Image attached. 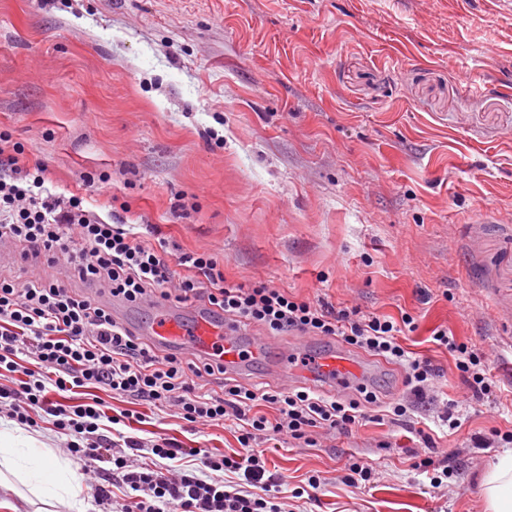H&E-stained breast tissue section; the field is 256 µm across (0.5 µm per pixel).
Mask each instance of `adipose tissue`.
Returning <instances> with one entry per match:
<instances>
[{
    "instance_id": "obj_1",
    "label": "adipose tissue",
    "mask_w": 512,
    "mask_h": 512,
    "mask_svg": "<svg viewBox=\"0 0 512 512\" xmlns=\"http://www.w3.org/2000/svg\"><path fill=\"white\" fill-rule=\"evenodd\" d=\"M19 440L12 430H0V487L9 496L0 500V507L12 508L11 493H20L35 512H54L57 504L75 500L80 487L70 463L48 460L49 477H42L39 467L18 466L14 449ZM485 512H512V448L504 449L481 480Z\"/></svg>"
}]
</instances>
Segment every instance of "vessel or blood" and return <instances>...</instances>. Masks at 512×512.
Listing matches in <instances>:
<instances>
[{
    "label": "vessel or blood",
    "instance_id": "b4317fda",
    "mask_svg": "<svg viewBox=\"0 0 512 512\" xmlns=\"http://www.w3.org/2000/svg\"><path fill=\"white\" fill-rule=\"evenodd\" d=\"M156 311L152 321L139 322L137 333L159 350L189 348L205 357L223 362L227 372L242 371L247 359L263 357L265 346L245 336L240 327L223 314L194 305L181 307L164 299L152 300ZM364 363L343 350L330 347L315 360L314 379L333 383L336 389L349 388L363 376Z\"/></svg>",
    "mask_w": 512,
    "mask_h": 512
}]
</instances>
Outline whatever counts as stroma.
I'll return each mask as SVG.
<instances>
[{
    "mask_svg": "<svg viewBox=\"0 0 512 512\" xmlns=\"http://www.w3.org/2000/svg\"><path fill=\"white\" fill-rule=\"evenodd\" d=\"M0 126L55 186L93 208L128 206L183 251L210 252L233 283L412 315L401 343L439 368L433 419L363 421L317 448L260 443L302 512H483L480 476L498 454L473 439L512 429V5L503 0H0ZM89 171L110 174L87 191ZM445 328L482 351L498 390L475 402ZM238 381L300 386L278 369L324 349L319 336H265ZM131 415L119 432L239 452L232 422L189 427L164 408L96 388ZM433 443L445 486L412 466ZM370 485L342 483L349 460Z\"/></svg>",
    "mask_w": 512,
    "mask_h": 512,
    "instance_id": "obj_1",
    "label": "stroma"
}]
</instances>
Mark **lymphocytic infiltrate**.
I'll use <instances>...</instances> for the list:
<instances>
[{"label": "lymphocytic infiltrate", "mask_w": 512, "mask_h": 512, "mask_svg": "<svg viewBox=\"0 0 512 512\" xmlns=\"http://www.w3.org/2000/svg\"><path fill=\"white\" fill-rule=\"evenodd\" d=\"M25 148L0 129V240L21 247L24 257L45 261L52 275L25 282L0 276V371L17 372V353L32 355L37 369L18 388L0 387L6 415L19 425L36 426L37 414L52 416L68 432L65 450L83 461L96 480L101 512H288L271 490L277 485L265 461L253 451L260 440L285 435L314 447L323 435H345L371 415L387 413L406 422L430 405L438 371L429 359L411 356L401 342L416 329L410 314L393 319L357 307L334 308L324 300H301L269 283L231 284L217 257L183 252L175 275L165 259L168 243L139 240L134 225L117 211L101 214L82 195L57 191L42 163L20 164ZM103 289L111 301L136 304L150 298L179 303L197 300L225 317L261 328L270 336L293 332L336 337L351 348L381 358L405 372L407 395L391 401L374 388L358 386L353 395H327L315 389L267 391L225 376L223 362L211 357L186 360L158 353L114 320L109 304L72 288V281ZM432 341L456 361L472 400L493 394L484 355L457 341L446 329ZM59 390L102 387L137 401L175 409L189 426L233 421L241 454H203L201 471L160 468L184 450L168 439L150 443L117 441L101 432L98 402L69 407L47 397ZM232 480H223V473ZM134 493L131 504L115 508L110 483ZM267 496L252 493L253 485Z\"/></svg>", "instance_id": "obj_1"}]
</instances>
